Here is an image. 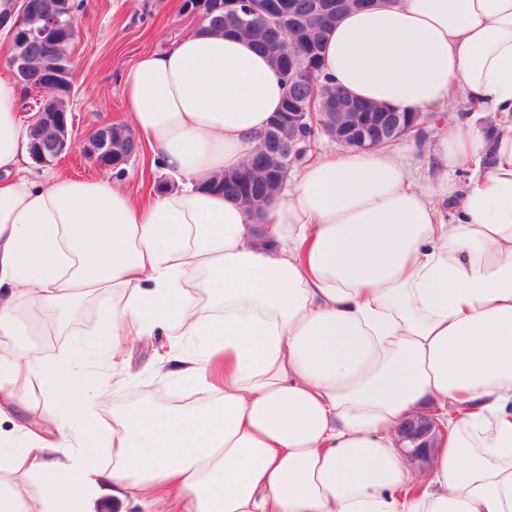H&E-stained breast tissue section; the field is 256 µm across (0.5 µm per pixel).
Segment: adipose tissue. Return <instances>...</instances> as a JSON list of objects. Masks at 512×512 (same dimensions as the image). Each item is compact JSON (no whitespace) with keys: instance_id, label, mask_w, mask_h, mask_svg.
I'll return each instance as SVG.
<instances>
[{"instance_id":"adipose-tissue-1","label":"adipose tissue","mask_w":512,"mask_h":512,"mask_svg":"<svg viewBox=\"0 0 512 512\" xmlns=\"http://www.w3.org/2000/svg\"><path fill=\"white\" fill-rule=\"evenodd\" d=\"M323 58L357 99L421 112L455 92L501 125L436 131L445 176L425 188L380 148L321 156L256 224L205 188L281 106L250 43L198 32L123 72L132 125L179 180L147 207L108 179L31 174L21 87L0 76V418L37 388L68 411L0 435V512H512V0H384L338 21ZM103 288L113 363L122 338L165 331L159 373L191 397L113 406L107 464L85 429L105 388L5 351L20 306L72 319ZM427 399L448 439L420 471L398 428ZM19 464L39 499L10 482Z\"/></svg>"}]
</instances>
